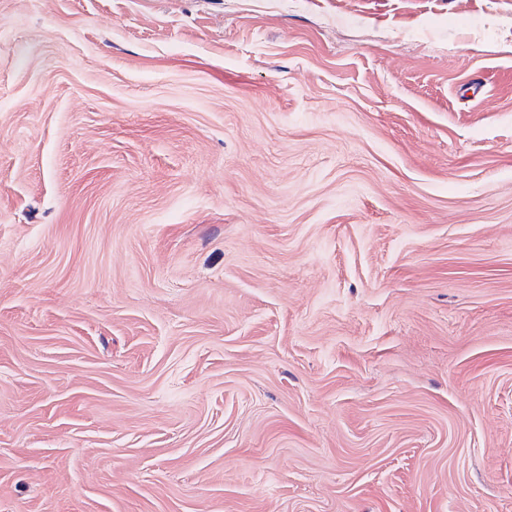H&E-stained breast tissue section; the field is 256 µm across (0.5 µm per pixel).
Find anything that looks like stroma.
Here are the masks:
<instances>
[{
  "mask_svg": "<svg viewBox=\"0 0 512 512\" xmlns=\"http://www.w3.org/2000/svg\"><path fill=\"white\" fill-rule=\"evenodd\" d=\"M0 512H512V0H0Z\"/></svg>",
  "mask_w": 512,
  "mask_h": 512,
  "instance_id": "1",
  "label": "stroma"
}]
</instances>
